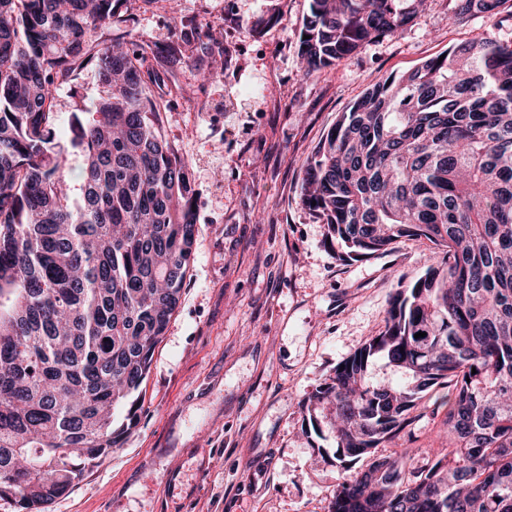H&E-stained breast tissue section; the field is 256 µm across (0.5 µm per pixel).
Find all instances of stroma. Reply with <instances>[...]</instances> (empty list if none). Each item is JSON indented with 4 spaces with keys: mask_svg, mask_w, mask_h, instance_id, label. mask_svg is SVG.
<instances>
[{
    "mask_svg": "<svg viewBox=\"0 0 512 512\" xmlns=\"http://www.w3.org/2000/svg\"><path fill=\"white\" fill-rule=\"evenodd\" d=\"M127 7L135 39L166 42L172 18L193 17L222 27L232 55L216 80L191 64L165 78L177 101L163 130L198 192L195 259L142 384L137 427L48 512H329L342 477L335 438L306 437L302 404L444 250L406 240L363 262L336 260L300 201L306 161L366 87L466 40L512 41V14L458 20L450 0H427L402 34L307 76L298 35L309 0ZM52 93L65 132L102 87L87 71ZM447 446L441 418L425 412L377 453L410 448L423 463ZM197 448L207 455L201 476Z\"/></svg>",
    "mask_w": 512,
    "mask_h": 512,
    "instance_id": "stroma-1",
    "label": "stroma"
}]
</instances>
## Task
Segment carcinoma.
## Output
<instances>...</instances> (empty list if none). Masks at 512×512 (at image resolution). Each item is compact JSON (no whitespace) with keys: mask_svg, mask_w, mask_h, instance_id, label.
<instances>
[{"mask_svg":"<svg viewBox=\"0 0 512 512\" xmlns=\"http://www.w3.org/2000/svg\"><path fill=\"white\" fill-rule=\"evenodd\" d=\"M424 2L309 0L306 74L404 32ZM510 2L454 0L453 12L496 17ZM125 3L0 0V497L18 512H45L133 432L194 260L190 164L159 123L173 99L143 68L202 67L224 39L182 17L163 46L127 32L89 40L127 22ZM444 55L367 88L302 179L342 261L404 238L448 248L303 402L346 472L329 512H512V43L484 37ZM89 67L104 95L63 137L52 88ZM379 366L397 380L375 379ZM437 388L447 393L434 399ZM426 399L433 414L446 408L448 452L420 466L410 448L376 455Z\"/></svg>","mask_w":512,"mask_h":512,"instance_id":"1","label":"carcinoma"}]
</instances>
